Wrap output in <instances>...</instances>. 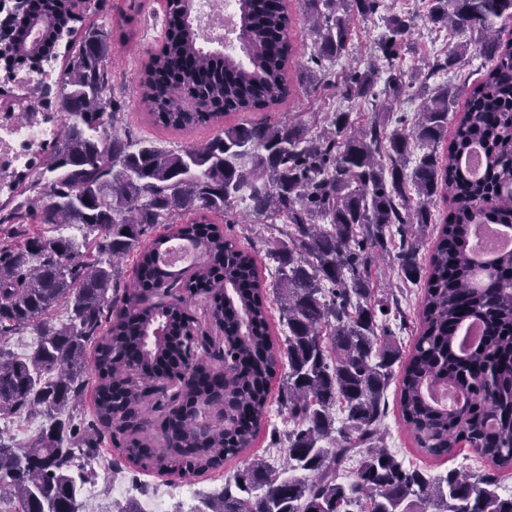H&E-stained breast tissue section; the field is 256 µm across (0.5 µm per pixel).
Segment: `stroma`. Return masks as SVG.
<instances>
[{"label":"stroma","mask_w":512,"mask_h":512,"mask_svg":"<svg viewBox=\"0 0 512 512\" xmlns=\"http://www.w3.org/2000/svg\"><path fill=\"white\" fill-rule=\"evenodd\" d=\"M293 17L292 38L296 53L289 65L290 77H297L299 70L310 67L309 53L316 36L310 30L300 6V0H286ZM416 13V25L409 41L411 50L402 51L398 64L404 73L405 81H424L430 86L447 82L444 72L433 69L437 56L456 47L462 38L445 29L436 28L427 13L426 0H390L387 8L379 9L370 17H354L351 22L350 48L335 67L337 75L362 68L369 55L378 53V38L384 29L383 19L387 13ZM165 0H99L96 10L85 11L87 22L102 28L109 42V54L105 60L112 74V93L120 102L121 119L119 131L132 133L137 138L153 142L162 149H182L196 146L212 139L217 126H200L187 130L165 129L155 126L141 102L138 90L140 72L150 51L155 50L159 37L154 29L164 23ZM340 99L334 92L323 91L308 85H300L292 97L266 112H248L228 116V123L244 120L267 122L270 124L292 117L305 123H312L313 113L331 112L337 109ZM384 289L393 290L400 307L408 319V327L396 330L395 336L403 351H410L413 344V329L419 323V308L423 284L402 283L394 266L393 256H386L381 263ZM397 384H390L385 397L387 410L382 429L388 448L393 450L405 464L427 467L431 473L440 474L450 469L479 470L481 463L476 453L466 447L456 448L451 457L433 461L422 456L415 448L405 428L398 409ZM119 453L110 440L99 443V453L94 459L84 461L83 466L90 475L88 482L81 485L79 499L87 512H126L129 504L147 506L153 501H161L163 512H201L203 500L210 493L221 489L226 480L234 478L245 467L244 458L225 461L222 469L201 476L188 477L187 482L194 489L192 500L179 497H162L161 491L170 485L166 476L138 473L130 467L113 468L112 462ZM134 485V492L118 493V486Z\"/></svg>","instance_id":"35a3bbf8"}]
</instances>
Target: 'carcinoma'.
Returning <instances> with one entry per match:
<instances>
[{"mask_svg":"<svg viewBox=\"0 0 512 512\" xmlns=\"http://www.w3.org/2000/svg\"><path fill=\"white\" fill-rule=\"evenodd\" d=\"M319 38L311 60L332 66L347 51L351 17L375 14L383 0H304ZM432 23L477 36L491 68L466 92L445 158L437 154L460 91L441 86L427 97L412 126L385 122L354 128L335 111L313 134L307 124L226 125L202 146L163 150L110 132L121 109L104 67L105 35L83 29L69 0H14L0 19L4 83L16 70L51 62L65 37L84 33L60 83L61 128L44 148L30 191L40 205L24 215L15 206L0 224H21L0 240V416L26 413L53 419L17 445L0 434V501L15 512H79L78 460L96 445L65 429L68 408L82 397L81 369L96 376L99 439L143 471L184 478L224 467L251 447L267 418L269 385L288 368L277 398L292 428L279 468L253 458L234 480L204 501L208 512H512V496L495 490V472L512 468V249L482 256L476 224L512 227V39L495 20L512 22V0H428ZM240 54L202 47L201 33L174 3L160 47L144 64L141 100L153 122L185 130L235 112H260L293 94L288 64L295 53L293 19L281 0H239ZM370 61L325 88L350 102L393 113L405 93L395 61L415 26L410 14L384 20ZM465 47L436 60L454 71ZM388 71L383 98L378 76ZM478 145L484 169L474 178L455 162ZM422 150L412 168L406 160ZM27 174L0 177L13 198ZM451 201L429 267L421 271L407 238L411 224L436 223L433 207ZM278 232L268 258L285 345L270 332L268 288L255 258L224 235L238 205ZM158 224L169 233L141 246ZM73 226L81 241L63 235ZM177 237L200 247L193 274L167 270L159 250ZM399 239L398 275L415 284L426 275L413 346L403 356L389 322L407 327L398 300L375 294L371 263ZM137 250L132 282L114 287L115 261ZM208 296L224 329V350L189 354L195 332L187 300ZM465 321L480 324L479 341L463 350ZM30 329L38 340L18 356L6 339ZM217 358L223 372H215ZM401 368L395 373V368ZM168 379L179 406L162 423L167 450H148L134 435L145 423L146 397L127 373ZM399 378L398 407L418 450L434 459L468 443L488 469H450L432 476L405 467L383 444L385 392ZM451 384L458 403H432L425 389ZM224 405V426L202 436L199 414ZM355 462L352 480L342 481Z\"/></svg>","mask_w":512,"mask_h":512,"instance_id":"carcinoma-1","label":"carcinoma"}]
</instances>
